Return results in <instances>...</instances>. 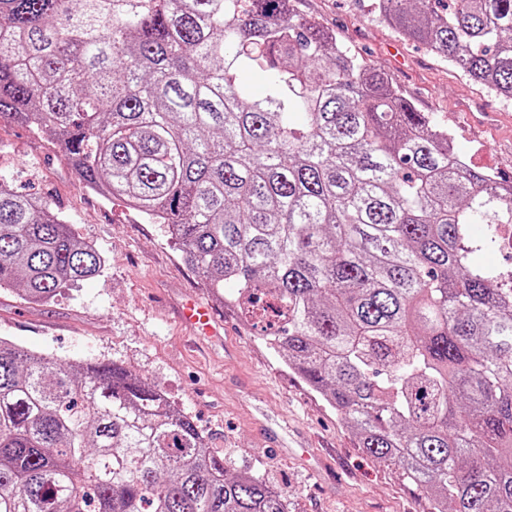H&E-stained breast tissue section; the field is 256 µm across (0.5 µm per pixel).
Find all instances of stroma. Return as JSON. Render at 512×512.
Segmentation results:
<instances>
[{
	"label": "stroma",
	"mask_w": 512,
	"mask_h": 512,
	"mask_svg": "<svg viewBox=\"0 0 512 512\" xmlns=\"http://www.w3.org/2000/svg\"><path fill=\"white\" fill-rule=\"evenodd\" d=\"M373 3L300 0L299 10L390 74L420 111L447 127L462 161L512 181V100L382 23ZM0 179L50 202L105 259L102 273L44 305L0 289V338L62 362H123L191 416L235 470L259 471L287 490L290 512H427L421 492L358 448L335 411L231 303H215L166 225L88 189L52 141L10 117L0 118ZM192 294L215 303L218 335L196 337L181 325L179 306ZM278 426L305 436L307 453L324 461L320 475L269 446L267 430Z\"/></svg>",
	"instance_id": "35a3bbf8"
}]
</instances>
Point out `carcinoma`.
<instances>
[{
  "label": "carcinoma",
  "mask_w": 512,
  "mask_h": 512,
  "mask_svg": "<svg viewBox=\"0 0 512 512\" xmlns=\"http://www.w3.org/2000/svg\"><path fill=\"white\" fill-rule=\"evenodd\" d=\"M512 99V0H375ZM264 71L265 96L246 75ZM180 242L219 297L429 512H512V288L473 224L507 182L297 0H0V117ZM105 260L0 182V288L46 304ZM122 362L0 339V512H289Z\"/></svg>",
  "instance_id": "carcinoma-1"
}]
</instances>
